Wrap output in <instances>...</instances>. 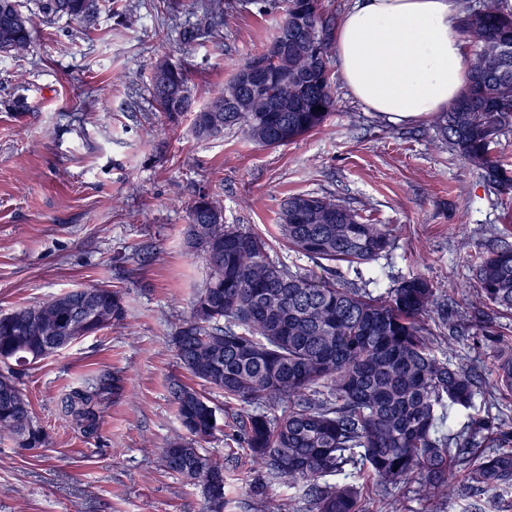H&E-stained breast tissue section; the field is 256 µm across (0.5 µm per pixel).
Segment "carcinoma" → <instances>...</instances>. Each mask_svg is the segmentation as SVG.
Instances as JSON below:
<instances>
[{
  "label": "carcinoma",
  "instance_id": "1",
  "mask_svg": "<svg viewBox=\"0 0 512 512\" xmlns=\"http://www.w3.org/2000/svg\"><path fill=\"white\" fill-rule=\"evenodd\" d=\"M259 4L281 10L273 40L286 45L266 67L264 89L234 76L208 88L207 102L196 111L187 71L175 65L171 90L150 80L158 111L173 121L194 113L199 138L238 128L267 148L285 145L278 135L283 126L292 142L324 125L336 96L319 0ZM97 5L98 0H40L46 15L83 19L92 18ZM201 8L206 34L219 36L224 0H202ZM30 27L19 0H0V56L27 54ZM458 31L474 47V70L439 116L438 134L488 186L509 194L512 164L495 146L512 130V10L503 0H480L459 18ZM278 220L288 247L319 263L322 274L270 260L266 240L224 223L219 200L204 190L189 208L187 245L204 258L208 277L174 336L178 359L197 385L171 386L183 433L161 450L165 470L201 487L207 512H224L226 466L202 446L220 430L210 389L255 406L236 418L234 439L257 465L249 486L263 512H302L270 493L280 482L305 488L308 512H365L375 496L381 512H402L401 492L441 512L452 491L511 488L509 416L491 424L469 413L479 377L436 353L437 340L455 342L466 328L458 313L448 311L439 289L419 275L378 296L339 285L331 264L370 263L387 252L391 238L331 196L293 194L281 203ZM476 277L481 297L512 314V245L487 252ZM124 313L122 294L96 284L0 315V435L10 436L18 448L46 447L47 434L17 385L15 367L108 329ZM431 313L442 332L424 322ZM118 389L112 376L74 390L61 400V413L91 433L97 404ZM495 389L512 392V352L498 357ZM463 413L468 421L458 430ZM490 429L505 446L488 452L482 443ZM364 471L375 479L371 491L354 481ZM336 476L343 480L328 482Z\"/></svg>",
  "mask_w": 512,
  "mask_h": 512
}]
</instances>
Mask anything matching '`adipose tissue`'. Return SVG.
I'll list each match as a JSON object with an SVG mask.
<instances>
[{
  "instance_id": "ef3b65f1",
  "label": "adipose tissue",
  "mask_w": 512,
  "mask_h": 512,
  "mask_svg": "<svg viewBox=\"0 0 512 512\" xmlns=\"http://www.w3.org/2000/svg\"><path fill=\"white\" fill-rule=\"evenodd\" d=\"M458 0H354L335 36L341 78L394 124L447 108L466 81Z\"/></svg>"
}]
</instances>
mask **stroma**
<instances>
[{
	"mask_svg": "<svg viewBox=\"0 0 512 512\" xmlns=\"http://www.w3.org/2000/svg\"><path fill=\"white\" fill-rule=\"evenodd\" d=\"M177 15L156 0H115L90 22L46 17L38 0H20L33 19V48L0 56V313L88 284H107L126 316L39 363L18 369V384L49 435L47 447L16 448L0 436V512H203L201 488L169 475L165 441L181 427L174 382L191 377L173 336L207 276L186 244L187 211L198 190L223 205L224 221L261 235L271 258L319 272L288 248L276 217L298 193L334 195L387 225L392 246L368 264L340 263V283L373 292L422 275L457 312L484 310L501 342L482 333L437 355L495 377L499 343L512 345V317L477 297L475 269L490 244H512L500 195L439 139L434 119L393 124L370 111L329 71L336 111L295 142L264 148L240 130L199 139L191 115L157 112L149 76L162 61L182 64L197 104L272 38L279 12L253 0H226L223 36L185 42L200 26V0ZM132 7L133 18L113 16ZM115 376L93 433L60 412L62 398ZM240 456L225 472L224 512H256ZM441 512H512V490L451 495Z\"/></svg>",
	"mask_w": 512,
	"mask_h": 512,
	"instance_id": "35a3bbf8",
	"label": "stroma"
}]
</instances>
